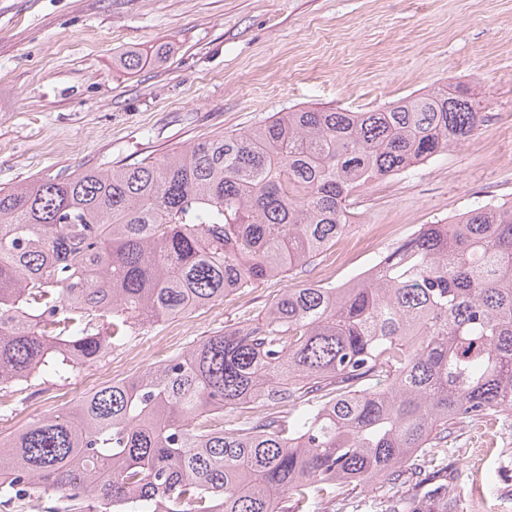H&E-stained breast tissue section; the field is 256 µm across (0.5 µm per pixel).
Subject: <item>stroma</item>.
<instances>
[{"instance_id": "stroma-1", "label": "stroma", "mask_w": 512, "mask_h": 512, "mask_svg": "<svg viewBox=\"0 0 512 512\" xmlns=\"http://www.w3.org/2000/svg\"><path fill=\"white\" fill-rule=\"evenodd\" d=\"M135 50L136 72L113 60ZM465 84L488 118L471 140L363 188L354 245L334 285L367 257L376 224L399 235L477 203L512 201V0H0V188L43 176L156 160L275 112L369 111L438 84ZM311 269L271 279L145 329L139 345L175 355L262 318ZM133 345L71 373L42 374L10 398L12 428L61 411L106 377L142 373ZM425 471L460 512H512V418L462 423ZM382 480L350 485L313 512H374Z\"/></svg>"}]
</instances>
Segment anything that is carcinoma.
<instances>
[{
	"label": "carcinoma",
	"instance_id": "1",
	"mask_svg": "<svg viewBox=\"0 0 512 512\" xmlns=\"http://www.w3.org/2000/svg\"><path fill=\"white\" fill-rule=\"evenodd\" d=\"M482 122L446 83L0 189V393L326 258L357 191ZM511 413L512 203L490 200L421 225L368 277L286 288L261 320L1 440L0 504L43 491L64 502L47 512H308L349 484L397 485L458 423ZM385 512L428 506L409 495Z\"/></svg>",
	"mask_w": 512,
	"mask_h": 512
}]
</instances>
